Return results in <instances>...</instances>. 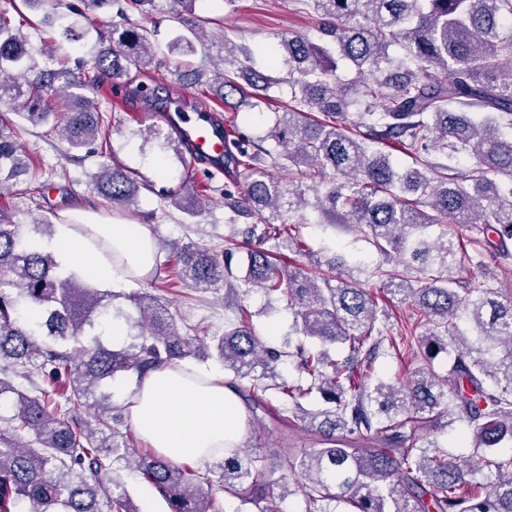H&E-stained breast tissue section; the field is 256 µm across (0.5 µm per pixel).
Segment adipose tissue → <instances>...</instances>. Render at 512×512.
Wrapping results in <instances>:
<instances>
[{
    "label": "adipose tissue",
    "instance_id": "adipose-tissue-1",
    "mask_svg": "<svg viewBox=\"0 0 512 512\" xmlns=\"http://www.w3.org/2000/svg\"><path fill=\"white\" fill-rule=\"evenodd\" d=\"M97 238L121 253L125 265H116L97 251ZM43 248L66 267L92 257L89 275L108 287L131 276L147 277L154 268L153 240L141 224L97 219L62 224ZM132 400L130 416L136 431L158 454L173 461L207 460L212 449L234 446L245 433V410L220 373L200 370L191 378L173 368L159 369L136 386Z\"/></svg>",
    "mask_w": 512,
    "mask_h": 512
}]
</instances>
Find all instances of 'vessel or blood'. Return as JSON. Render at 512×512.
<instances>
[{
    "label": "vessel or blood",
    "mask_w": 512,
    "mask_h": 512,
    "mask_svg": "<svg viewBox=\"0 0 512 512\" xmlns=\"http://www.w3.org/2000/svg\"><path fill=\"white\" fill-rule=\"evenodd\" d=\"M159 110L191 157L222 158L226 140L224 127L215 123L211 114L182 112L169 101L161 103Z\"/></svg>",
    "instance_id": "vessel-or-blood-1"
}]
</instances>
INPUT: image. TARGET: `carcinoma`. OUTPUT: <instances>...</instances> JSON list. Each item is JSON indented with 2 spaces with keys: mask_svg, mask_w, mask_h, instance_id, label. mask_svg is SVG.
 Masks as SVG:
<instances>
[{
  "mask_svg": "<svg viewBox=\"0 0 512 512\" xmlns=\"http://www.w3.org/2000/svg\"><path fill=\"white\" fill-rule=\"evenodd\" d=\"M104 15L115 12L107 45L93 68L114 80L128 68H148L156 56L151 31L131 23L152 0H80ZM320 19L317 37L284 36L277 55L287 76L261 75L248 66L253 51L240 46L239 72L248 86L216 71V97L252 98L263 111L267 90L286 84L291 101L272 113L264 139L250 136L224 146V165L247 171L244 187L224 186L231 221L273 248L308 257L294 215L312 191L330 224L356 226L384 261L366 270L340 255L336 284L301 269L288 270L276 255L255 248L237 259L182 246L179 279L210 288L234 279L286 302L299 335L295 351L264 343L245 319L212 337L230 384L247 401L246 430L270 411L264 395L275 391L274 420L302 422L319 447L281 449V466L304 477L306 512H512V290L496 286L485 259L512 252V0H299ZM22 36L0 14V99L33 125L59 119L73 148L107 138L95 100L68 95L54 113L45 96L58 72L28 73L34 66ZM355 70L345 82L326 45ZM399 145L413 166L397 167L383 148ZM16 145L0 135V173L14 168ZM286 168L292 179L270 175ZM142 184L128 167L104 164L97 193L116 207L132 205ZM443 227L431 239L426 229ZM477 237L471 265L477 276H449L463 240ZM29 230L0 210V512H139L114 479L112 465L131 461L140 480L164 499L168 512H220L211 480L127 442L113 415L109 387L119 373L141 379L149 372L200 353L195 339L178 332L154 296L132 300L139 318L126 321L131 339L120 349L103 337L112 320L113 295L74 273L62 274L52 256L28 241ZM416 278H411V271ZM415 309V319L393 331L361 273ZM425 332L416 335L419 325ZM416 348L419 361L407 383L369 382L370 365L388 337ZM326 345L348 355L331 356ZM452 351L448 375L434 369ZM286 357L298 359L308 385L277 382ZM68 383L64 401L55 386ZM318 393L328 407L310 411L303 401ZM94 409L92 420L82 413ZM465 422L474 456L439 450L434 439L448 416ZM224 493L260 512H280L263 458L243 444L214 456ZM478 468L498 473L481 492L469 489Z\"/></svg>",
  "mask_w": 512,
  "mask_h": 512,
  "instance_id": "1",
  "label": "carcinoma"
}]
</instances>
